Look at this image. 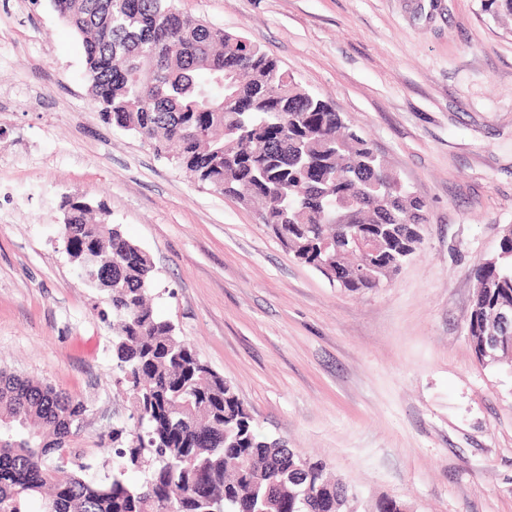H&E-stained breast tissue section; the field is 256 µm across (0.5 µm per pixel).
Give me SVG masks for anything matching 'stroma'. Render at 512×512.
<instances>
[{
  "instance_id": "1",
  "label": "stroma",
  "mask_w": 512,
  "mask_h": 512,
  "mask_svg": "<svg viewBox=\"0 0 512 512\" xmlns=\"http://www.w3.org/2000/svg\"><path fill=\"white\" fill-rule=\"evenodd\" d=\"M328 100L425 200L391 283L352 293L239 201L105 123L51 0H0V370L87 411L73 451L112 468L104 296L70 262L61 195L104 202L155 266L154 310L232 382L258 432L412 512H512V371L467 336L473 270L512 225V25L488 0H175Z\"/></svg>"
}]
</instances>
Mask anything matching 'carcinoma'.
<instances>
[{
	"label": "carcinoma",
	"instance_id": "carcinoma-1",
	"mask_svg": "<svg viewBox=\"0 0 512 512\" xmlns=\"http://www.w3.org/2000/svg\"><path fill=\"white\" fill-rule=\"evenodd\" d=\"M82 36L101 117L197 182L250 207L293 257L350 292L380 288L422 243L427 204L369 141L261 46L181 13L174 0H53ZM371 241L360 254L336 200ZM70 260H101L116 384L138 426L112 428V473L67 448L86 412L54 387L0 371V512H346L350 486L321 460L259 434L235 387L159 319L150 256L104 204L61 197ZM363 260L372 277L336 270ZM482 307L512 306V229L474 272ZM136 473L134 481L130 474Z\"/></svg>",
	"mask_w": 512,
	"mask_h": 512
}]
</instances>
